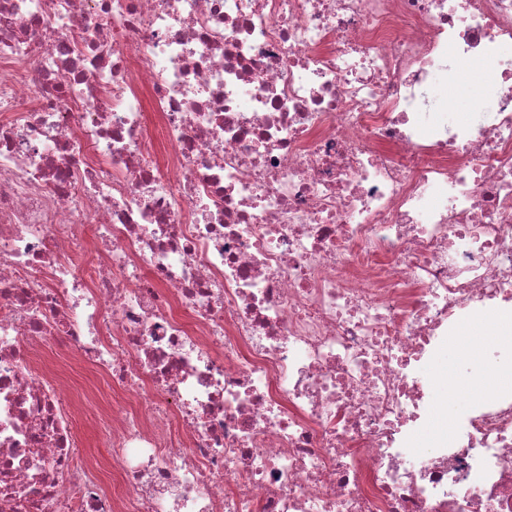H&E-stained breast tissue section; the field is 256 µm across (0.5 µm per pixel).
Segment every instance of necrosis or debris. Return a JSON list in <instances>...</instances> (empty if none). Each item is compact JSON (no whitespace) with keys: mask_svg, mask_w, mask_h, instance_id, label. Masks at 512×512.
Segmentation results:
<instances>
[{"mask_svg":"<svg viewBox=\"0 0 512 512\" xmlns=\"http://www.w3.org/2000/svg\"><path fill=\"white\" fill-rule=\"evenodd\" d=\"M511 46L512 0H0V512H512V392L413 445L420 362L512 335ZM463 60L491 123L428 96ZM60 341L136 395L116 470ZM44 369L65 375L71 384V400L76 405V413L72 420L74 430L81 442V448L91 460L112 462L111 448H108L99 433L95 409L99 405L109 408L123 409L134 405L135 398L126 392H117L103 402L90 389L94 382L93 372L84 366L76 353L66 346L47 349L40 357Z\"/></svg>","mask_w":512,"mask_h":512,"instance_id":"1","label":"necrosis or debris"}]
</instances>
